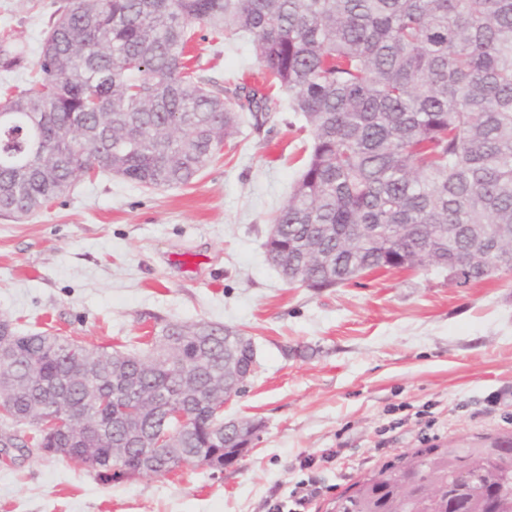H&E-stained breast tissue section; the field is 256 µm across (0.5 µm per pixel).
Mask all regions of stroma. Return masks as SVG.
Wrapping results in <instances>:
<instances>
[{"mask_svg": "<svg viewBox=\"0 0 512 512\" xmlns=\"http://www.w3.org/2000/svg\"><path fill=\"white\" fill-rule=\"evenodd\" d=\"M64 0H0V31L36 57ZM216 78L257 70L249 41L191 44ZM302 118L240 124L190 184L152 189L107 173L42 211L0 216V318L129 351L157 322L252 336L259 368L224 406L261 428L237 467L100 481L63 457L0 447V512H266L302 479L309 512L398 456L512 432V276L461 287L431 266L316 291L268 262L273 214L307 145ZM337 451L335 461L322 459Z\"/></svg>", "mask_w": 512, "mask_h": 512, "instance_id": "35a3bbf8", "label": "stroma"}]
</instances>
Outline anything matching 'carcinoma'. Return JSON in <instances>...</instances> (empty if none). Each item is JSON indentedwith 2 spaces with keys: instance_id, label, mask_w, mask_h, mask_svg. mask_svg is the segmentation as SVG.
Listing matches in <instances>:
<instances>
[{
  "instance_id": "carcinoma-1",
  "label": "carcinoma",
  "mask_w": 512,
  "mask_h": 512,
  "mask_svg": "<svg viewBox=\"0 0 512 512\" xmlns=\"http://www.w3.org/2000/svg\"><path fill=\"white\" fill-rule=\"evenodd\" d=\"M217 44L250 39L261 79L220 85L189 63L195 29ZM26 63L0 35V69ZM36 77L0 97V215L22 220L92 173L148 188L186 185L221 151L244 118L274 122L288 97L310 144L302 171L272 223L266 250L305 266L311 289L369 272L434 265L423 224L446 245L459 286L512 276V0H67L52 19ZM8 329L16 357L12 407L0 426L23 447L64 448L78 469L105 482L140 474L135 443L171 430L185 463L224 471L241 453L224 438V413L207 392L224 372L226 337L213 322L165 323L142 353L83 347L86 381L69 376L75 342L46 329ZM246 368L256 351L235 345ZM99 430L84 441L46 440L32 418L56 388ZM141 390L189 414L132 422L116 407ZM93 394L109 398L100 407ZM132 445L112 472V444ZM479 457L481 471L471 469ZM512 433L420 448L374 471L336 499L351 512H420L401 485L433 475L435 512H507L512 483L497 471Z\"/></svg>"
}]
</instances>
